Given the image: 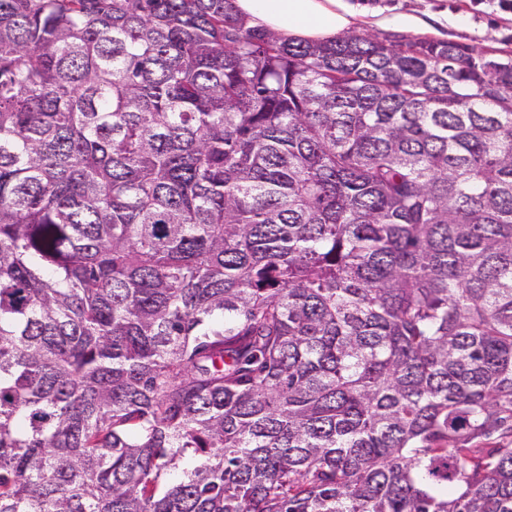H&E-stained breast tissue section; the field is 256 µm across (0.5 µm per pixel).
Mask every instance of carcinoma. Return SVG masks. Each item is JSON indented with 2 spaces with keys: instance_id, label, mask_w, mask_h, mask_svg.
<instances>
[{
  "instance_id": "cac0c4a2",
  "label": "carcinoma",
  "mask_w": 512,
  "mask_h": 512,
  "mask_svg": "<svg viewBox=\"0 0 512 512\" xmlns=\"http://www.w3.org/2000/svg\"><path fill=\"white\" fill-rule=\"evenodd\" d=\"M0 512H512V60L0 0Z\"/></svg>"
}]
</instances>
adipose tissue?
<instances>
[{
    "label": "adipose tissue",
    "mask_w": 512,
    "mask_h": 512,
    "mask_svg": "<svg viewBox=\"0 0 512 512\" xmlns=\"http://www.w3.org/2000/svg\"><path fill=\"white\" fill-rule=\"evenodd\" d=\"M234 6L247 25L307 42L350 31L355 17L346 0H234Z\"/></svg>",
    "instance_id": "1"
}]
</instances>
